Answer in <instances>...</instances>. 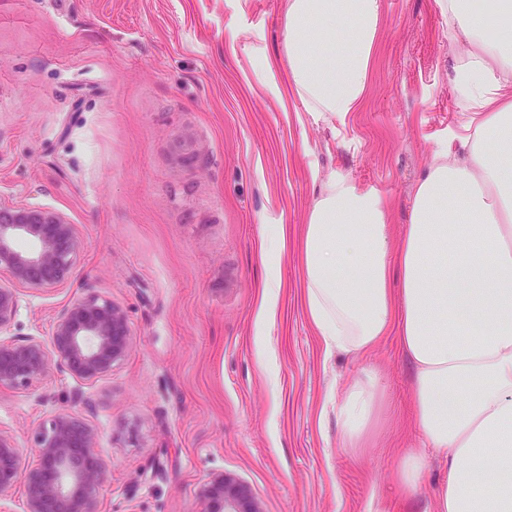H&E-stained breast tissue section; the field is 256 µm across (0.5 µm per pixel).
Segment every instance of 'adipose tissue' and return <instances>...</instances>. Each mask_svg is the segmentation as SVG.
<instances>
[{
  "mask_svg": "<svg viewBox=\"0 0 512 512\" xmlns=\"http://www.w3.org/2000/svg\"><path fill=\"white\" fill-rule=\"evenodd\" d=\"M437 4L462 51L455 86L473 118L435 151L400 236L377 191L343 176L323 184L300 241L301 302L325 353H365L397 335L421 436L395 473L403 490L435 458L447 477L433 512H512V0L498 4L495 35L474 0ZM383 21L381 0H286L267 70L285 75L305 111H359ZM383 393L373 370L347 390L338 416L352 447Z\"/></svg>",
  "mask_w": 512,
  "mask_h": 512,
  "instance_id": "obj_1",
  "label": "adipose tissue"
}]
</instances>
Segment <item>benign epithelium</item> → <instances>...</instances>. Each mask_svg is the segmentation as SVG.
<instances>
[{
    "mask_svg": "<svg viewBox=\"0 0 512 512\" xmlns=\"http://www.w3.org/2000/svg\"><path fill=\"white\" fill-rule=\"evenodd\" d=\"M32 239L36 248L19 246ZM83 248L76 226L49 209L0 201V332L15 319L21 292L51 291L72 277L73 258ZM132 336L124 310L107 299L73 298L62 308L51 336L22 342L0 336V391L21 390L53 366L78 386L112 374L127 355ZM99 429L66 409L55 411L35 432L33 460L0 431V512H10L23 486L21 512H105L107 465ZM200 512H263L238 478L213 474L198 490Z\"/></svg>",
    "mask_w": 512,
    "mask_h": 512,
    "instance_id": "1",
    "label": "benign epithelium"
}]
</instances>
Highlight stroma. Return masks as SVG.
Returning <instances> with one entry per match:
<instances>
[{"instance_id": "1", "label": "stroma", "mask_w": 512, "mask_h": 512, "mask_svg": "<svg viewBox=\"0 0 512 512\" xmlns=\"http://www.w3.org/2000/svg\"><path fill=\"white\" fill-rule=\"evenodd\" d=\"M383 12L366 102L339 118L301 111L268 76L284 0H0V199L58 210L84 240L67 286L22 293L8 334L48 337L70 298L95 295L123 308L132 336L102 383L53 369L1 391L0 429L29 448L54 410L96 425L106 512H199L220 471L263 512H431L444 468L411 494L394 481L419 440L397 337L325 355L300 302L298 238L322 181L376 189L403 229L466 119L436 0ZM274 224L288 250L265 258ZM371 369L386 395L350 448L336 403ZM280 288H282L281 281L277 278L268 280L264 286L261 307L257 319V325L260 330H264L272 323L280 295Z\"/></svg>"}]
</instances>
